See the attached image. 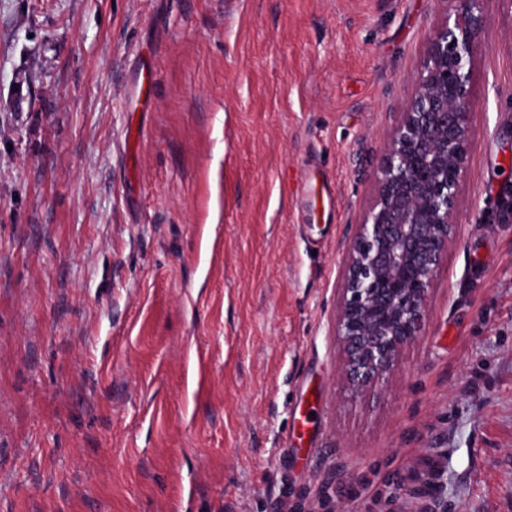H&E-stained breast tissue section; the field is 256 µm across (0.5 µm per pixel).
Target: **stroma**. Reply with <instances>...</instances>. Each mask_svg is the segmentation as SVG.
<instances>
[{
	"label": "stroma",
	"mask_w": 512,
	"mask_h": 512,
	"mask_svg": "<svg viewBox=\"0 0 512 512\" xmlns=\"http://www.w3.org/2000/svg\"><path fill=\"white\" fill-rule=\"evenodd\" d=\"M448 8L0 0V512H512V0L420 338L336 336Z\"/></svg>",
	"instance_id": "obj_1"
}]
</instances>
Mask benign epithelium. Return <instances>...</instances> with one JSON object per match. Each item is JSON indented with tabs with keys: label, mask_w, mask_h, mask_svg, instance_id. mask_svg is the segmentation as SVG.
<instances>
[{
	"label": "benign epithelium",
	"mask_w": 512,
	"mask_h": 512,
	"mask_svg": "<svg viewBox=\"0 0 512 512\" xmlns=\"http://www.w3.org/2000/svg\"><path fill=\"white\" fill-rule=\"evenodd\" d=\"M412 100L399 113L377 195L347 245L336 336L355 395L382 383L427 318L435 273L457 220L471 146V60L484 0H455Z\"/></svg>",
	"instance_id": "obj_1"
}]
</instances>
